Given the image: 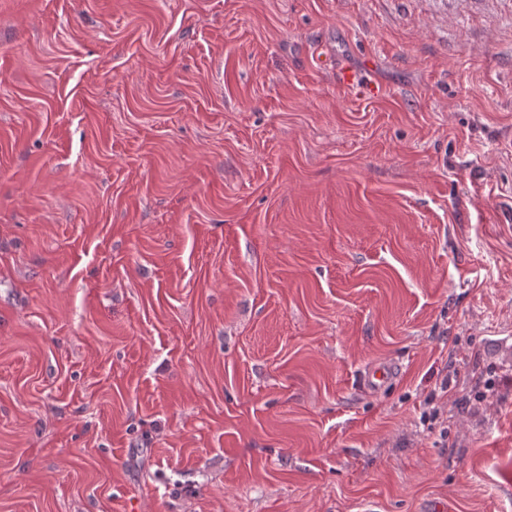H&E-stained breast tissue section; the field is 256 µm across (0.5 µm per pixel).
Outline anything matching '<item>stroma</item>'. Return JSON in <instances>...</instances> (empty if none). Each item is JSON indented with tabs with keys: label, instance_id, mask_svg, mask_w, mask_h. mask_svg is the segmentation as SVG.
I'll use <instances>...</instances> for the list:
<instances>
[{
	"label": "stroma",
	"instance_id": "obj_1",
	"mask_svg": "<svg viewBox=\"0 0 512 512\" xmlns=\"http://www.w3.org/2000/svg\"><path fill=\"white\" fill-rule=\"evenodd\" d=\"M437 506L512 512V0H0V512Z\"/></svg>",
	"mask_w": 512,
	"mask_h": 512
}]
</instances>
